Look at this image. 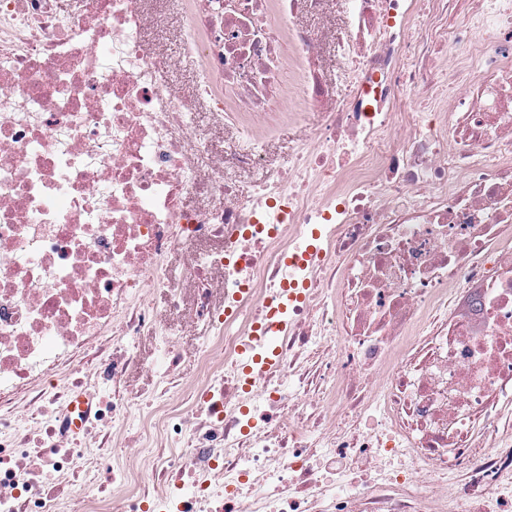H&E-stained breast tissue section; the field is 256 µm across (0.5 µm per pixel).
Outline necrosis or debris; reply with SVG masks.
I'll use <instances>...</instances> for the list:
<instances>
[{
  "label": "necrosis or debris",
  "instance_id": "necrosis-or-debris-1",
  "mask_svg": "<svg viewBox=\"0 0 512 512\" xmlns=\"http://www.w3.org/2000/svg\"><path fill=\"white\" fill-rule=\"evenodd\" d=\"M148 3L0 0V512H512V0H171L162 61ZM194 77V65L186 60L174 74L167 78L166 87L172 93L189 99L192 95ZM291 111L300 113L287 116L271 128L270 134L265 137L271 160L269 172L272 175H276L288 165V152L296 145L313 137L316 129L323 122L322 111L303 109ZM200 120V128L203 132V139L206 142V146L213 150L216 153H221L224 151V143L228 136L230 135V130L228 127L224 128V133L222 129L217 124H212L208 121L204 115L199 117ZM164 299L165 297L162 294L158 293L155 296L156 306L158 307L156 326L162 330H177L182 350L178 374L183 384H190L199 375V365L194 356V351L205 335L201 328L181 326L182 321L178 314L164 311Z\"/></svg>",
  "mask_w": 512,
  "mask_h": 512
}]
</instances>
